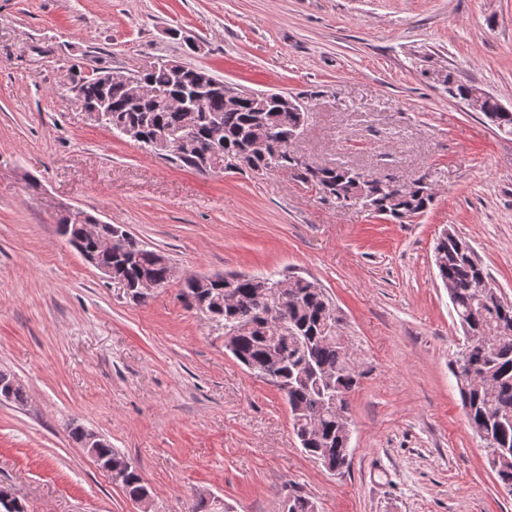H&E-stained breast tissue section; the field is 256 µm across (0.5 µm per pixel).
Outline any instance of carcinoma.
I'll list each match as a JSON object with an SVG mask.
<instances>
[{
    "label": "carcinoma",
    "mask_w": 512,
    "mask_h": 512,
    "mask_svg": "<svg viewBox=\"0 0 512 512\" xmlns=\"http://www.w3.org/2000/svg\"><path fill=\"white\" fill-rule=\"evenodd\" d=\"M147 85L171 99L191 93L193 77L185 73L175 79L161 60L142 72ZM72 81L80 85L89 102L104 99L110 111L102 125L112 131L124 126L139 128L148 142L163 133L188 131L190 142L174 163L201 174L203 153L219 148L234 153L253 142H266V153L254 157V168L263 174L288 170L296 165L292 134L303 128L307 113L293 107L261 103L244 95L237 107H224V93L209 96L199 112H180L160 99L132 102L130 88L120 80L105 83L92 74L74 71ZM443 85L448 95L468 101L482 99L483 117L497 131L512 136V110L475 84L457 82L448 73ZM222 128L219 140L212 139L215 125ZM299 178L338 207L356 204L365 193L374 204L373 213L402 223L423 214L433 202L426 188L413 179L398 189L360 168L314 164L301 170ZM434 254L442 265L438 276L448 282L452 309L464 336L461 356L452 361L466 420L488 449L487 461L500 483L512 485V301L488 282L489 274L470 242L447 229L437 239ZM171 258L160 249H149L134 236L123 238L112 252L97 254V263L112 268L128 281L148 278L169 283ZM483 281L485 286L477 287ZM187 305L224 327L237 360L260 379L265 372L279 376L292 415L293 430L301 447L331 472L341 474L350 466L343 446V428L349 426V396L361 372L347 367L348 357L339 343L340 318L332 302L316 281L293 273L277 278L233 274L222 285L198 288L188 281L181 285ZM99 464L112 461V469L123 473L120 487L132 501L145 500L150 493L137 468L104 440L96 449ZM283 512H317L312 499L298 491L288 494Z\"/></svg>",
    "instance_id": "obj_1"
}]
</instances>
